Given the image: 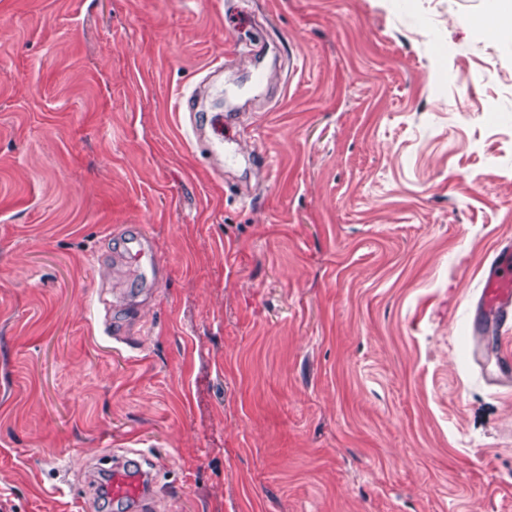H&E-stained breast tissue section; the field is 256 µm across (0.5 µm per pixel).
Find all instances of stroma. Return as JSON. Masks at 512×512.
Listing matches in <instances>:
<instances>
[{"instance_id": "35a3bbf8", "label": "stroma", "mask_w": 512, "mask_h": 512, "mask_svg": "<svg viewBox=\"0 0 512 512\" xmlns=\"http://www.w3.org/2000/svg\"><path fill=\"white\" fill-rule=\"evenodd\" d=\"M490 6L0 0V512H138L96 466L129 448L154 512H512ZM479 305L484 316L496 320L501 327L512 322V249L504 247L496 253L482 278Z\"/></svg>"}]
</instances>
